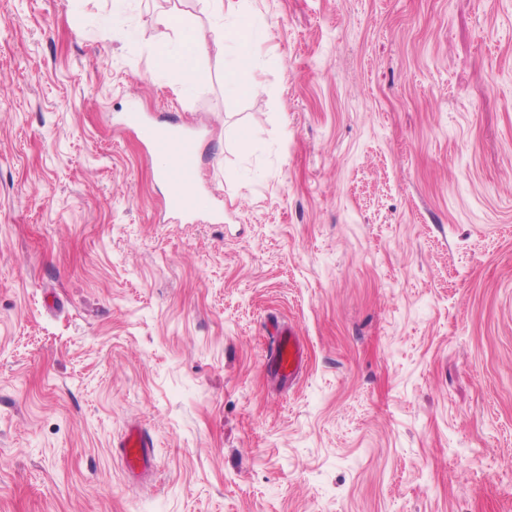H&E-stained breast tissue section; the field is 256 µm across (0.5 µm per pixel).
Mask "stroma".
<instances>
[{
  "mask_svg": "<svg viewBox=\"0 0 512 512\" xmlns=\"http://www.w3.org/2000/svg\"><path fill=\"white\" fill-rule=\"evenodd\" d=\"M165 12L211 39L199 0H0V512H512V0H224L189 95ZM172 121L199 164L167 222ZM158 24L165 29V31L162 33L161 41L165 42L167 39L165 43L167 52L160 66V73L161 75H167L172 71H177L180 92L182 94L188 93L193 89V73L190 71L189 67L182 62L181 50H171L169 48L170 38H167L169 37L167 30L174 31L173 17L163 16L158 20ZM260 56L258 39L251 34L250 40L237 51L225 71L224 90L227 94L239 95L254 88L252 76ZM157 157L160 180L167 186L165 209L172 215H185L195 208V178L198 168L197 139L180 126H159L149 141ZM266 371L282 384L292 385L306 366L304 345L292 328H280L270 336ZM125 469L135 476L142 475L154 465L155 441L149 429L131 427L116 445Z\"/></svg>",
  "mask_w": 512,
  "mask_h": 512,
  "instance_id": "35a3bbf8",
  "label": "stroma"
}]
</instances>
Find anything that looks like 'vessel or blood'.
Here are the masks:
<instances>
[{
    "instance_id": "vessel-or-blood-1",
    "label": "vessel or blood",
    "mask_w": 512,
    "mask_h": 512,
    "mask_svg": "<svg viewBox=\"0 0 512 512\" xmlns=\"http://www.w3.org/2000/svg\"><path fill=\"white\" fill-rule=\"evenodd\" d=\"M154 154L170 157L171 163L160 170L159 178L167 186L165 208L173 215H185L195 208V178L198 168L197 139L179 126H160L149 141ZM306 366V353L292 328H280L271 337L266 370L277 381L293 384ZM120 457L130 474L139 476L154 465L155 441L149 429L131 427L118 443Z\"/></svg>"
}]
</instances>
